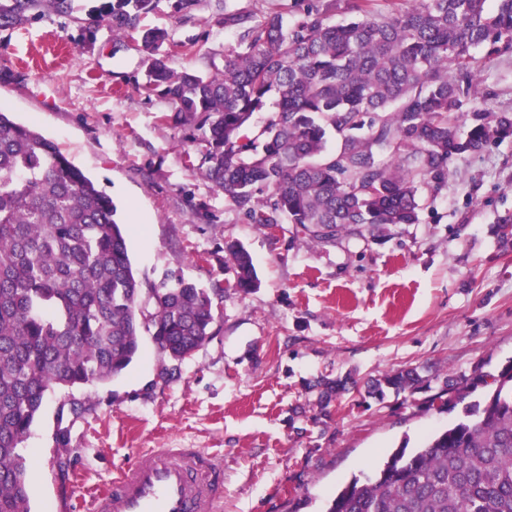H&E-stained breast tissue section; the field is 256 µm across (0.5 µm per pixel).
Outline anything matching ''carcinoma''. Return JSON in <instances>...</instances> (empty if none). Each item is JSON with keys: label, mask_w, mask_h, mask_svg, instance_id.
Instances as JSON below:
<instances>
[{"label": "carcinoma", "mask_w": 512, "mask_h": 512, "mask_svg": "<svg viewBox=\"0 0 512 512\" xmlns=\"http://www.w3.org/2000/svg\"><path fill=\"white\" fill-rule=\"evenodd\" d=\"M157 0H106L116 40L155 11ZM76 0H0V28L57 17L82 23ZM338 11L349 21L336 24ZM240 30L224 64L172 70L161 28L142 31L144 88L202 130V177L252 224H296L335 244L375 225L415 224L418 191L448 178L454 160L512 137V114L477 108L456 115L476 80L473 51L512 49V0H310L285 20L224 14ZM275 117L250 137L254 115ZM339 136L326 152L329 134ZM231 287L259 286L251 254L226 245ZM128 255L112 198L33 125L0 109V512H31L21 445L49 392L106 383L140 349L141 330L182 361L210 336V295L180 276L149 288ZM408 368L364 383L369 395L421 388ZM484 381L447 379L435 398L464 404L460 420L377 475L353 480L328 512H512V366L482 400ZM318 407L359 390L351 376L314 384Z\"/></svg>", "instance_id": "1"}]
</instances>
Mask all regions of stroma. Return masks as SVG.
Wrapping results in <instances>:
<instances>
[{
    "mask_svg": "<svg viewBox=\"0 0 512 512\" xmlns=\"http://www.w3.org/2000/svg\"><path fill=\"white\" fill-rule=\"evenodd\" d=\"M293 0H161L175 71L223 62L239 30L228 12L290 10ZM93 37L43 19L0 29V106L32 123L112 197L133 225L129 256L149 290L175 272L207 289L214 323L188 358L159 352L149 332L118 377L49 393L23 445L31 512H77L145 448L224 453L222 512H327L350 481L374 477L400 447L455 424L460 408L431 399L443 376L493 380L512 366V138L421 187L419 221L320 246L292 224H253L200 174L206 145L193 124L146 94L139 41H113L110 17ZM481 60L462 112L512 113V50ZM251 253L261 285L228 290L227 241ZM415 367L428 383L384 399L349 393L322 415L313 385ZM84 406L82 415L69 411ZM68 429L70 452L57 444Z\"/></svg>",
    "mask_w": 512,
    "mask_h": 512,
    "instance_id": "1",
    "label": "stroma"
}]
</instances>
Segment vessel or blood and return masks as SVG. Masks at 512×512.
Here are the masks:
<instances>
[{
	"label": "vessel or blood",
	"instance_id": "vessel-or-blood-1",
	"mask_svg": "<svg viewBox=\"0 0 512 512\" xmlns=\"http://www.w3.org/2000/svg\"><path fill=\"white\" fill-rule=\"evenodd\" d=\"M224 456L201 448H149L114 466L92 512H220Z\"/></svg>",
	"mask_w": 512,
	"mask_h": 512
}]
</instances>
